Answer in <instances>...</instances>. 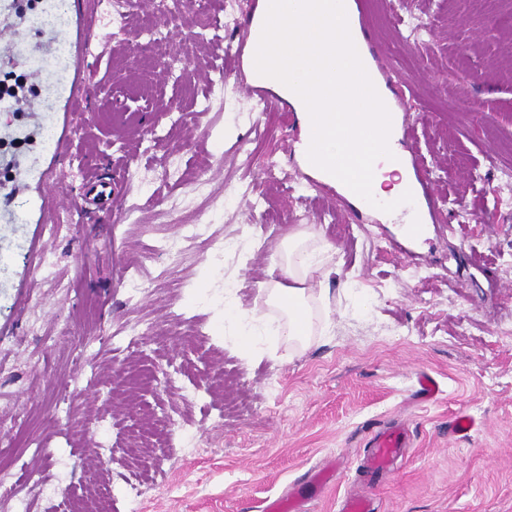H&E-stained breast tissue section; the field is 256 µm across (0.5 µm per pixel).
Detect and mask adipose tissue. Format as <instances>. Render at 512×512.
Listing matches in <instances>:
<instances>
[{
	"mask_svg": "<svg viewBox=\"0 0 512 512\" xmlns=\"http://www.w3.org/2000/svg\"><path fill=\"white\" fill-rule=\"evenodd\" d=\"M313 236L305 230L289 234L287 262L280 278L262 282L270 300L283 308L285 317L280 336L288 342H305L309 334L312 303L328 301L326 267L336 247L328 240L313 244Z\"/></svg>",
	"mask_w": 512,
	"mask_h": 512,
	"instance_id": "1",
	"label": "adipose tissue"
}]
</instances>
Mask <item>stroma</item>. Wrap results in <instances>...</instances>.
Segmentation results:
<instances>
[{
  "mask_svg": "<svg viewBox=\"0 0 512 512\" xmlns=\"http://www.w3.org/2000/svg\"><path fill=\"white\" fill-rule=\"evenodd\" d=\"M77 2L96 39L76 44L71 12L57 40L93 83L87 112L36 97L29 119L62 157L40 140L24 149L23 213L0 188V251L46 243L0 276V453L19 494L36 512H81L92 486L107 512H264L329 466L298 512H339L351 494L376 512H512V5L352 0L396 146L432 188L413 233L323 180L300 153L299 113L251 81L258 0L174 23L152 0ZM41 43L27 18L0 20V73L62 78ZM261 96L275 108L257 111ZM168 167L179 182L159 179ZM92 168L125 179L111 211L80 224ZM302 214L337 249L330 312L314 310L306 343L261 336L247 352L224 304L281 320L259 284ZM171 241L181 258L159 262ZM422 373L437 398L419 399ZM462 413L465 435L452 430ZM385 427L409 446L375 476L368 443ZM32 470L55 494L38 496Z\"/></svg>",
  "mask_w": 512,
  "mask_h": 512,
  "instance_id": "obj_1",
  "label": "stroma"
}]
</instances>
